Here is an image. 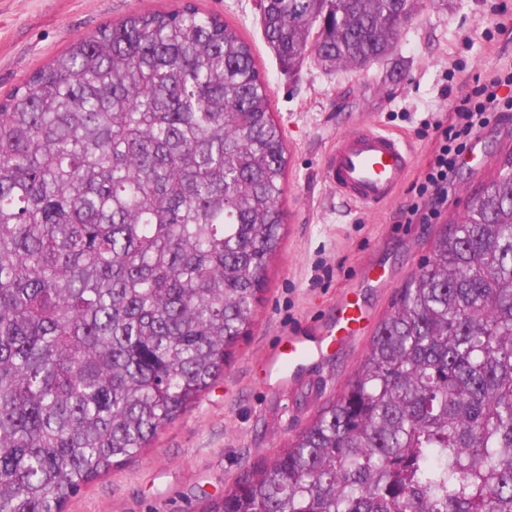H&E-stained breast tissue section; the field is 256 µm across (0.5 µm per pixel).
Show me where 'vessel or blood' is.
Returning <instances> with one entry per match:
<instances>
[{"label":"vessel or blood","mask_w":512,"mask_h":512,"mask_svg":"<svg viewBox=\"0 0 512 512\" xmlns=\"http://www.w3.org/2000/svg\"><path fill=\"white\" fill-rule=\"evenodd\" d=\"M412 161V150L404 140L363 126L337 136L326 166L338 195L360 207L374 208L395 196ZM333 311L332 320L318 335L288 332L261 359L254 375L265 389L291 386L300 373L313 372L328 355L368 330L370 318L358 298L342 296Z\"/></svg>","instance_id":"1"}]
</instances>
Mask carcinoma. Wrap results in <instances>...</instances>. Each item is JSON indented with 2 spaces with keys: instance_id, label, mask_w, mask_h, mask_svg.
<instances>
[{
  "instance_id": "cac0c4a2",
  "label": "carcinoma",
  "mask_w": 512,
  "mask_h": 512,
  "mask_svg": "<svg viewBox=\"0 0 512 512\" xmlns=\"http://www.w3.org/2000/svg\"><path fill=\"white\" fill-rule=\"evenodd\" d=\"M416 0H262L290 70L386 57ZM287 147L251 48L191 0L0 102V512H62L224 374L280 249ZM202 512H512V150L342 391Z\"/></svg>"
}]
</instances>
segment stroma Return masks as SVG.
Listing matches in <instances>:
<instances>
[{
  "label": "stroma",
  "mask_w": 512,
  "mask_h": 512,
  "mask_svg": "<svg viewBox=\"0 0 512 512\" xmlns=\"http://www.w3.org/2000/svg\"><path fill=\"white\" fill-rule=\"evenodd\" d=\"M250 45L288 149L280 204L283 239L267 268V290L253 324L208 392L158 434L141 455L80 488L63 512H201L243 471L282 448L327 400L340 393L370 342L362 337L284 394L266 392L254 365L291 328H315L337 298L358 291L372 324L431 255L442 224L462 210L512 150V112L469 142L448 200L431 222L405 223L412 183L434 148V121H448L454 97L477 77L512 65V0H419L386 59L365 68L304 64L289 74L267 44L259 0H193ZM179 0H0V100L77 38L134 12L170 11ZM370 125L405 140L413 164L398 197L378 208L345 206L325 156L337 135ZM382 287L364 288L369 267Z\"/></svg>",
  "instance_id": "35a3bbf8"
}]
</instances>
